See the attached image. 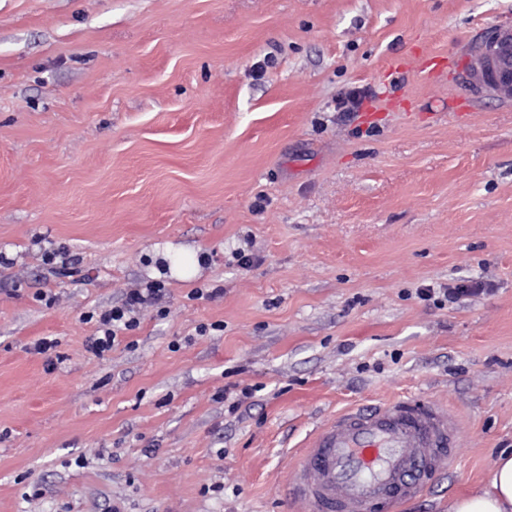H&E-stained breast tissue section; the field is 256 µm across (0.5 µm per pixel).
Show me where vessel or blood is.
Here are the masks:
<instances>
[{"instance_id": "vessel-or-blood-1", "label": "vessel or blood", "mask_w": 512, "mask_h": 512, "mask_svg": "<svg viewBox=\"0 0 512 512\" xmlns=\"http://www.w3.org/2000/svg\"><path fill=\"white\" fill-rule=\"evenodd\" d=\"M475 61L461 79L512 102V26L471 32L459 55L437 69L456 71L458 56ZM457 420L430 400L399 398L346 409L316 431L286 483L299 512H389L419 497L454 463Z\"/></svg>"}]
</instances>
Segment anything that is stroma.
I'll return each mask as SVG.
<instances>
[{
	"mask_svg": "<svg viewBox=\"0 0 512 512\" xmlns=\"http://www.w3.org/2000/svg\"><path fill=\"white\" fill-rule=\"evenodd\" d=\"M494 24L512 0H0V512H293L297 448L399 396L462 441L400 512L486 486L512 450V103L428 70ZM154 280L167 315L93 356L84 314ZM467 280L492 289L417 295ZM227 385L254 394L233 412Z\"/></svg>",
	"mask_w": 512,
	"mask_h": 512,
	"instance_id": "obj_1",
	"label": "stroma"
}]
</instances>
